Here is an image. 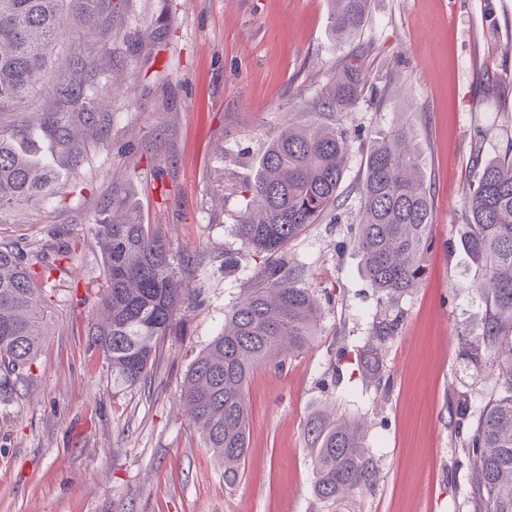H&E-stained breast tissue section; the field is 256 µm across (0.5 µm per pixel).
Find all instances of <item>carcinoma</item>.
<instances>
[{
  "label": "carcinoma",
  "instance_id": "obj_1",
  "mask_svg": "<svg viewBox=\"0 0 512 512\" xmlns=\"http://www.w3.org/2000/svg\"><path fill=\"white\" fill-rule=\"evenodd\" d=\"M330 33L339 42L359 37L371 0H327ZM81 0H0V113L14 112L70 56L80 31L67 28ZM365 89L358 67H343L324 87L318 109L349 108ZM58 105L88 106L99 93L68 80L57 88ZM349 150L346 131L318 119L289 123L266 146L247 185L249 209L238 236L264 261L252 288L225 315L224 331L191 365L181 398L193 426L224 465V479L236 480L245 464L250 377L263 366L279 367L286 356L306 351L318 336L321 312L314 295L295 284L300 271L287 265L288 243L338 207V189ZM469 188V233L465 246L486 264L479 289L491 312L469 343L470 357L493 355L498 393L468 430L463 448L473 461L474 483L483 512H512V159L476 161ZM55 179L32 149L0 131V212L44 195ZM361 219L353 244L362 256L363 276L375 293L400 297L424 271L432 245V198L415 142L404 123L370 147L360 190ZM119 217L96 225L107 287L104 321L92 333L112 366L115 380L132 386L144 378L157 341L176 324L179 311L202 289L176 287L170 246L157 228L142 222L130 200H113ZM27 261L0 248V387L30 370L48 334L45 291L54 262ZM399 317L373 323L364 369L376 378L380 348L397 335ZM316 446L314 493L322 502L373 487L378 470L367 457L361 427L350 420L307 422Z\"/></svg>",
  "mask_w": 512,
  "mask_h": 512
}]
</instances>
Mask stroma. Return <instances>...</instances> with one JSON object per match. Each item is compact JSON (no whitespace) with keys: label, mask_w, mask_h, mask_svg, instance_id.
I'll list each match as a JSON object with an SVG mask.
<instances>
[{"label":"stroma","mask_w":512,"mask_h":512,"mask_svg":"<svg viewBox=\"0 0 512 512\" xmlns=\"http://www.w3.org/2000/svg\"><path fill=\"white\" fill-rule=\"evenodd\" d=\"M84 2L80 76L107 99L70 115L76 154L40 122L57 109L52 93L26 100L27 136L59 178L0 214V247L70 254L51 273L37 360L0 395V512H479L456 411L475 420L497 383L463 354L489 311L476 289L486 270L462 245L464 201L476 159L512 153V0H371L362 34L342 46L326 0ZM348 64L369 91L316 113ZM315 113L350 139L342 208L286 253L320 302L321 332L251 377L245 465L228 483L181 387L262 262L235 233L245 185L281 126ZM405 122L431 191L432 247L418 287L391 304L368 287L351 236L372 141ZM125 196L168 240L180 286L203 291L131 387L89 343L104 319L95 226ZM386 312L402 320L375 381L359 359ZM317 410L361 423L375 487L316 498L306 422Z\"/></svg>","instance_id":"35a3bbf8"}]
</instances>
